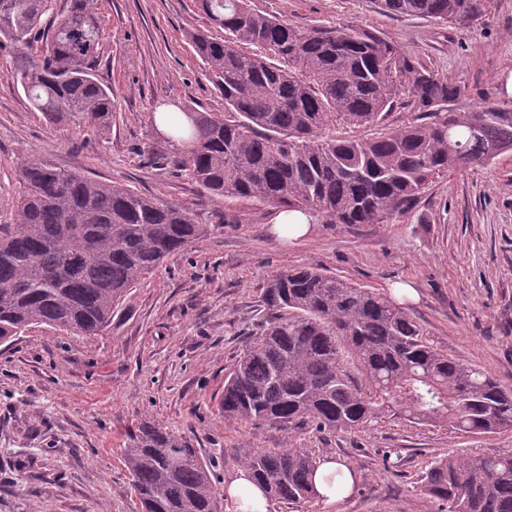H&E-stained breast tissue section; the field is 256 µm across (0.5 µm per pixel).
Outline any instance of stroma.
<instances>
[{
    "instance_id": "stroma-1",
    "label": "stroma",
    "mask_w": 512,
    "mask_h": 512,
    "mask_svg": "<svg viewBox=\"0 0 512 512\" xmlns=\"http://www.w3.org/2000/svg\"><path fill=\"white\" fill-rule=\"evenodd\" d=\"M300 27L360 26L432 64L461 86L450 108L512 105V0H492L482 20L458 26L385 13L377 0H251ZM107 33L98 73L111 85V126H51L32 111L0 51V211L15 199L17 163L50 154L61 168L189 209L212 234L169 258L133 288L111 326L82 336L32 328L0 346V512H134L121 449L153 421L213 459L223 488L264 448H306L336 459L357 481L344 502H273L269 512H437L420 491L435 460L512 452V429L470 435L443 424L384 415L360 429H285L224 418V378L260 329L271 275L319 268L402 301L428 344L491 373L512 391V151L491 164L437 177L390 224L316 220L304 239L271 232L275 206L201 193L167 158L175 150L152 111L174 101L220 113L188 32L205 25L198 0H100Z\"/></svg>"
}]
</instances>
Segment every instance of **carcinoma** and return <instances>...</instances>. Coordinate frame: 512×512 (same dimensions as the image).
Masks as SVG:
<instances>
[{"label": "carcinoma", "instance_id": "carcinoma-1", "mask_svg": "<svg viewBox=\"0 0 512 512\" xmlns=\"http://www.w3.org/2000/svg\"><path fill=\"white\" fill-rule=\"evenodd\" d=\"M491 0H379L385 12L469 25ZM190 33L224 113L177 128L173 164L208 195L256 200L330 224H390L433 179L512 151V107L453 112L460 86L364 28L299 27L249 0H201ZM105 32L98 0H0V50L20 57L11 80L56 128L106 129L112 88L96 69ZM406 100L427 116L373 137L342 124L380 123ZM14 214L0 224V345L42 325L95 336L147 275L206 237L181 206L57 166L15 169ZM262 331L224 379V417L281 427L355 429L396 412L466 434L512 428V391L424 341L386 297L315 268L272 276ZM136 512H223L210 464L182 434L151 422L122 451ZM245 467L275 501L318 496L319 462L304 448H264ZM439 512H512V453L448 457L423 477Z\"/></svg>", "mask_w": 512, "mask_h": 512}]
</instances>
